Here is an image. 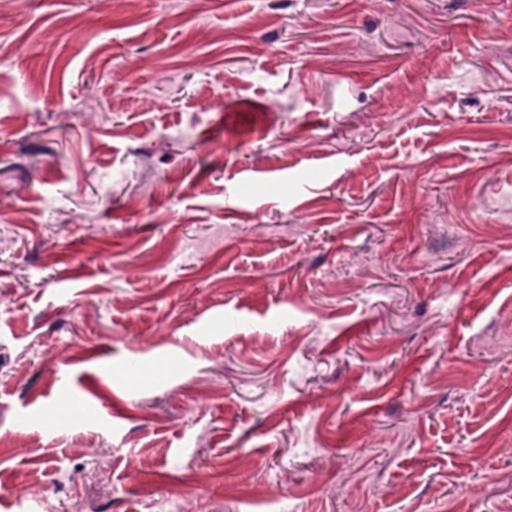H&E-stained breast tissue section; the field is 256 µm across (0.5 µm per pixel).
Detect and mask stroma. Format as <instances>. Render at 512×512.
Listing matches in <instances>:
<instances>
[{
    "mask_svg": "<svg viewBox=\"0 0 512 512\" xmlns=\"http://www.w3.org/2000/svg\"><path fill=\"white\" fill-rule=\"evenodd\" d=\"M3 224L0 512H512V0L0 4Z\"/></svg>",
    "mask_w": 512,
    "mask_h": 512,
    "instance_id": "35a3bbf8",
    "label": "stroma"
}]
</instances>
